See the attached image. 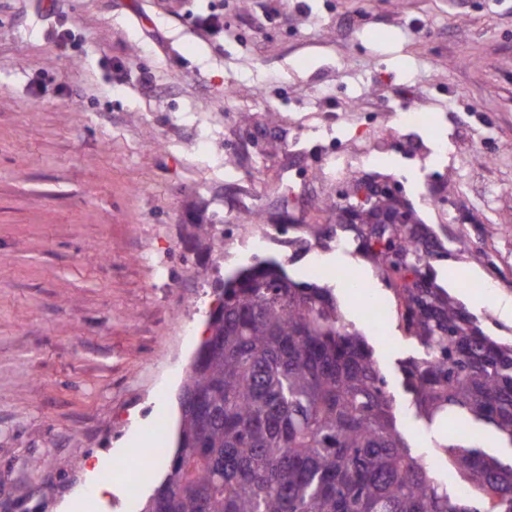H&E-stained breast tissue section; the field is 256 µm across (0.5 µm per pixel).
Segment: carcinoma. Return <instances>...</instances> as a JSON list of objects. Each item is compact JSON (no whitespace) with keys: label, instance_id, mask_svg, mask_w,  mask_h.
I'll return each mask as SVG.
<instances>
[{"label":"carcinoma","instance_id":"obj_1","mask_svg":"<svg viewBox=\"0 0 512 512\" xmlns=\"http://www.w3.org/2000/svg\"><path fill=\"white\" fill-rule=\"evenodd\" d=\"M392 194L361 217L384 250L382 272L409 335L416 417L448 428L458 419L493 428L512 447V344L484 335L432 280V251ZM194 235L224 234L214 223ZM211 335L185 384L177 448L144 512H512V463L472 439L436 447L473 489L448 490L412 452L373 350L330 292L261 263L215 280Z\"/></svg>","mask_w":512,"mask_h":512}]
</instances>
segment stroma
<instances>
[{"label":"stroma","mask_w":512,"mask_h":512,"mask_svg":"<svg viewBox=\"0 0 512 512\" xmlns=\"http://www.w3.org/2000/svg\"><path fill=\"white\" fill-rule=\"evenodd\" d=\"M208 4L0 0V512H141L214 278L260 261L331 289L412 450L461 483L415 415L421 349L395 294L371 253L330 252L329 210L348 183H397L437 284L485 295L465 311L512 338L492 304L512 297V0H233L203 41L190 15ZM200 220L223 237L195 239ZM260 228L276 241L258 253ZM367 274L374 311L342 286ZM129 444L155 454L113 461L97 496L95 454Z\"/></svg>","instance_id":"stroma-1"}]
</instances>
